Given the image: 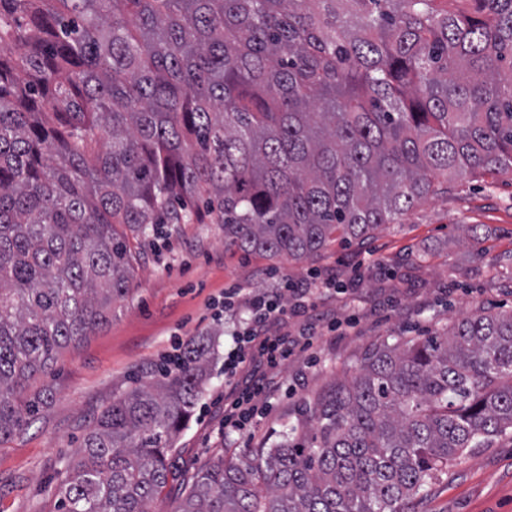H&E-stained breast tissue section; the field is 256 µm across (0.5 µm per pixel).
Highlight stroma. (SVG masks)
<instances>
[{"label":"stroma","mask_w":512,"mask_h":512,"mask_svg":"<svg viewBox=\"0 0 512 512\" xmlns=\"http://www.w3.org/2000/svg\"><path fill=\"white\" fill-rule=\"evenodd\" d=\"M130 245V297L116 304L110 323L25 386V399L40 409L25 431L0 444V512H57L55 487L97 415L198 335L212 336L214 346L203 394L173 453L180 471L272 444L336 377L357 372L372 343L423 336L482 309L512 312V173L449 180L364 247L333 244L301 263L226 251L220 224H164L150 237L131 236ZM311 269L357 284L353 293L317 288L312 295L325 317H356L354 328L314 339L273 372L277 390L250 433L225 430L224 356L250 314L242 308L215 319L210 298L231 284L263 291L273 274L299 279ZM420 512H512V437L466 449Z\"/></svg>","instance_id":"obj_1"}]
</instances>
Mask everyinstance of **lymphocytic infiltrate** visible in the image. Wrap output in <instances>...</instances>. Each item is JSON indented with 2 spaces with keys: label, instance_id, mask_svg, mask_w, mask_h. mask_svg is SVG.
Listing matches in <instances>:
<instances>
[{
  "label": "lymphocytic infiltrate",
  "instance_id": "lymphocytic-infiltrate-1",
  "mask_svg": "<svg viewBox=\"0 0 512 512\" xmlns=\"http://www.w3.org/2000/svg\"><path fill=\"white\" fill-rule=\"evenodd\" d=\"M309 290L303 283L282 277L277 288L244 295L241 289L227 287L219 299L223 310L246 308L253 321L252 326L238 332L234 353L224 362L227 377L243 375L244 387L235 389L234 397L224 406V425L237 430L247 429L260 412L258 401L269 395L271 386L259 374L260 367L276 369L290 358L296 347L287 336L260 337L258 325L269 321H282L288 315L307 311Z\"/></svg>",
  "mask_w": 512,
  "mask_h": 512
}]
</instances>
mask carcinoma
<instances>
[{"mask_svg": "<svg viewBox=\"0 0 512 512\" xmlns=\"http://www.w3.org/2000/svg\"><path fill=\"white\" fill-rule=\"evenodd\" d=\"M512 171V0H0V444L26 383L131 292L117 224L224 225L300 262L438 176ZM210 340L96 417L58 512H152ZM512 433V314L372 344L305 421L186 478L171 512H418Z\"/></svg>", "mask_w": 512, "mask_h": 512, "instance_id": "cac0c4a2", "label": "carcinoma"}]
</instances>
